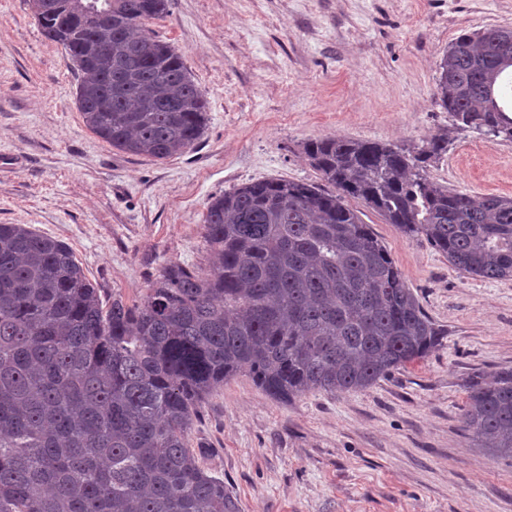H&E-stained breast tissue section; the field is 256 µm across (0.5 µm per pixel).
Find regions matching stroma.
<instances>
[{
    "label": "stroma",
    "instance_id": "obj_1",
    "mask_svg": "<svg viewBox=\"0 0 512 512\" xmlns=\"http://www.w3.org/2000/svg\"><path fill=\"white\" fill-rule=\"evenodd\" d=\"M512 28V0H172L153 20L208 105L196 149L156 160L84 124L78 74L25 0H0V224L67 244L105 297L161 266H204L211 197L264 179L322 184L304 144L448 136L434 182L512 198V142L457 129L435 96L458 35ZM369 224L444 335L374 386L283 404L239 374L188 434L241 512H512V463L467 437L471 384L512 368V279L463 275L370 208Z\"/></svg>",
    "mask_w": 512,
    "mask_h": 512
}]
</instances>
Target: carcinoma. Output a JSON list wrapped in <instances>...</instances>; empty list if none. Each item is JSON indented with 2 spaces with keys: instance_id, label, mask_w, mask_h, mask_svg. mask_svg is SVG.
I'll use <instances>...</instances> for the list:
<instances>
[{
  "instance_id": "1",
  "label": "carcinoma",
  "mask_w": 512,
  "mask_h": 512,
  "mask_svg": "<svg viewBox=\"0 0 512 512\" xmlns=\"http://www.w3.org/2000/svg\"><path fill=\"white\" fill-rule=\"evenodd\" d=\"M80 73L86 126L159 160L199 143L207 101L181 56L147 24L170 0H27ZM436 96L458 129L512 141V28L459 35ZM324 181L258 180L211 198L207 267H162L144 300L102 301L65 243L0 224V512H240L188 447L206 396L245 372L288 404L311 390H364L442 336L349 200L422 237L459 272L512 278V198L434 183L448 153L310 140ZM475 444L512 459V369L470 387Z\"/></svg>"
}]
</instances>
